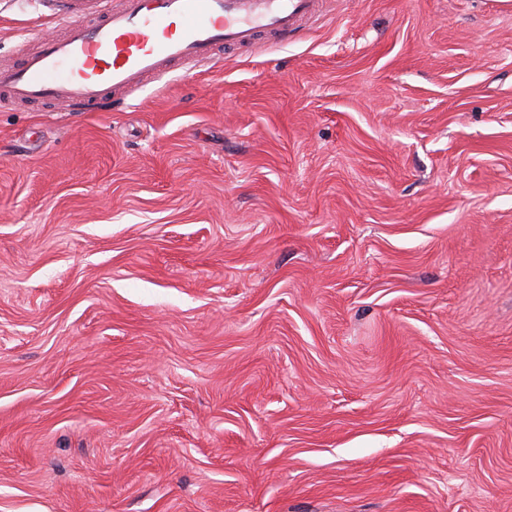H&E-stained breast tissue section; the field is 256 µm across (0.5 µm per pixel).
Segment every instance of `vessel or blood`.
<instances>
[{"label":"vessel or blood","mask_w":512,"mask_h":512,"mask_svg":"<svg viewBox=\"0 0 512 512\" xmlns=\"http://www.w3.org/2000/svg\"><path fill=\"white\" fill-rule=\"evenodd\" d=\"M319 0H64L65 31L42 35L16 66L0 67V101L89 112L217 48L281 42L316 14Z\"/></svg>","instance_id":"vessel-or-blood-1"}]
</instances>
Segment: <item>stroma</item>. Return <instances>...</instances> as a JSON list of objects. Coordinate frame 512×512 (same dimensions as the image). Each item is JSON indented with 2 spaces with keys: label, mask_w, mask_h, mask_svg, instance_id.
Here are the masks:
<instances>
[{
  "label": "stroma",
  "mask_w": 512,
  "mask_h": 512,
  "mask_svg": "<svg viewBox=\"0 0 512 512\" xmlns=\"http://www.w3.org/2000/svg\"><path fill=\"white\" fill-rule=\"evenodd\" d=\"M0 512H512V0L1 105Z\"/></svg>",
  "instance_id": "1"
}]
</instances>
